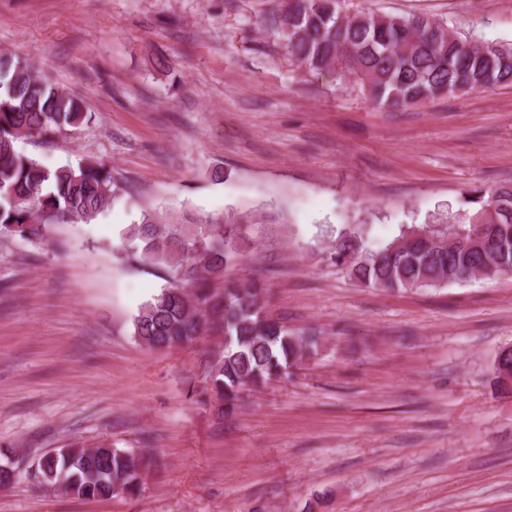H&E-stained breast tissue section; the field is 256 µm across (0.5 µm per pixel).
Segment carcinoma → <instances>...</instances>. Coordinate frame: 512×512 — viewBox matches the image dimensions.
<instances>
[{"label": "carcinoma", "mask_w": 512, "mask_h": 512, "mask_svg": "<svg viewBox=\"0 0 512 512\" xmlns=\"http://www.w3.org/2000/svg\"><path fill=\"white\" fill-rule=\"evenodd\" d=\"M266 27L284 40L307 72H334L358 85L374 103L399 107L461 91L512 85V45L461 37L421 15L371 11L348 14L340 0H288ZM82 102L27 60L0 52V235L44 237L54 224L88 223L118 197L112 169L98 160L49 167L17 150L19 142L52 137L89 123ZM471 208L448 214L445 227L405 231L378 249L366 246L361 226L336 237L330 259L369 288L413 291L512 272V184L467 191ZM251 225L236 218L184 223L156 211L124 230V258L165 266L172 282L141 305L133 336L169 350L210 336L224 351L209 372L219 415L237 408L241 393L288 378L316 357L322 332L289 326L268 312L262 279L242 281L227 271L244 258ZM493 374L512 388V347L502 348ZM145 452L99 441L58 450L47 468L64 470L82 498H110L140 490Z\"/></svg>", "instance_id": "obj_1"}]
</instances>
